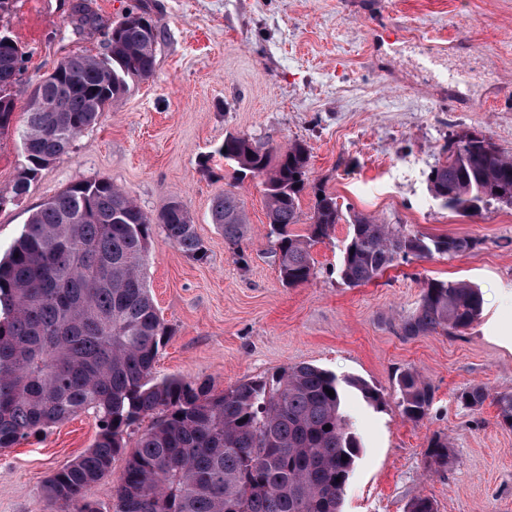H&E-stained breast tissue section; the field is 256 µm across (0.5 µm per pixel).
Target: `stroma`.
I'll list each match as a JSON object with an SVG mask.
<instances>
[{
    "instance_id": "stroma-1",
    "label": "stroma",
    "mask_w": 512,
    "mask_h": 512,
    "mask_svg": "<svg viewBox=\"0 0 512 512\" xmlns=\"http://www.w3.org/2000/svg\"><path fill=\"white\" fill-rule=\"evenodd\" d=\"M79 0H14L0 31L24 49L14 123L0 135V191L24 163L26 91L64 57L101 55L108 32L138 0H87L95 27L81 26ZM159 19L152 78L126 91L42 169L28 192L0 208V258L29 215L67 186L106 179L147 214L171 200L188 210L207 250L184 255L155 231L145 269L158 313L172 334L155 376L207 382L214 391L306 363L365 380L386 403L347 397L362 450L342 512H406L419 497L437 512H512V427L493 401L461 407L455 395L480 383L512 392V207L473 217L444 208L428 190L431 169L467 136L512 155V0H147ZM279 151L301 141L310 180L342 210L404 224L436 237L477 240L454 256L399 262L376 281L341 278L348 223L311 249L314 276L284 287L269 238L261 178L241 177L218 149L226 133ZM238 194L249 217L245 262L213 224L214 197ZM463 280L483 295V314L465 334L412 339L400 325L424 280ZM416 369L433 391L428 414L404 419L397 376ZM127 438L108 476L86 500L115 512L112 490L143 430ZM84 413L0 450V512H53L45 485L94 442ZM448 439L450 463L430 471L433 436Z\"/></svg>"
}]
</instances>
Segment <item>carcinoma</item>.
I'll return each instance as SVG.
<instances>
[{"instance_id": "1", "label": "carcinoma", "mask_w": 512, "mask_h": 512, "mask_svg": "<svg viewBox=\"0 0 512 512\" xmlns=\"http://www.w3.org/2000/svg\"><path fill=\"white\" fill-rule=\"evenodd\" d=\"M132 12L146 23L113 27L103 56H70L57 64L58 80L43 89L56 98V110L44 108L42 95L30 94L21 134L25 167L11 191L0 192V205L26 194L39 171L67 154L126 90L127 79L153 76L159 22L145 6ZM24 55L16 42L0 46V134L9 130ZM223 147L224 160L239 174L263 180L282 284L308 283L314 274L309 248L329 238L344 214L336 197L310 185L307 145L294 142L273 153L245 134L230 133ZM428 182L434 198L459 213L477 212L491 201L512 206V158L492 143L449 154ZM309 187L314 202L307 234L299 238L289 225L301 223L300 199ZM211 216L238 261L246 262L248 218L237 194L215 197ZM348 223L340 273L353 287L378 279L400 260L455 256L476 246L470 238H430L364 214L349 216ZM157 228L187 257L198 260L205 252L185 208L169 205L153 217L103 179L73 184L29 216L0 260V449L93 413L94 443L47 480L46 494L62 509L99 512L84 499V489L110 472L130 428L153 417L113 488L116 512H342L361 448L344 410L346 391L353 388L377 405L383 393L311 364L218 393L205 382L155 379L159 348L171 336L145 276ZM482 310L477 287L428 279L401 331L408 338L440 330L460 335ZM396 391L404 417L427 415L433 392L416 371L401 373ZM488 398L480 384L457 394L470 409ZM493 402L499 418L512 425V393H499ZM427 457L434 470L447 468L449 443L433 437Z\"/></svg>"}]
</instances>
